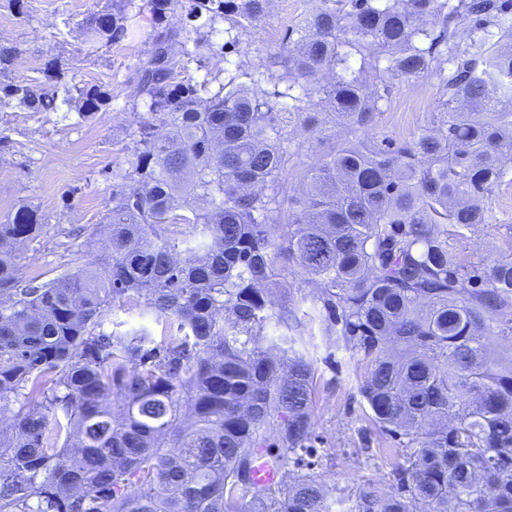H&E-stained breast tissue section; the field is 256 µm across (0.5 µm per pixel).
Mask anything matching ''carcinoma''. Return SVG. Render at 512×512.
<instances>
[{
  "label": "carcinoma",
  "mask_w": 512,
  "mask_h": 512,
  "mask_svg": "<svg viewBox=\"0 0 512 512\" xmlns=\"http://www.w3.org/2000/svg\"><path fill=\"white\" fill-rule=\"evenodd\" d=\"M83 24L122 40L127 7ZM270 0H148L156 30L140 70L150 117L112 184L111 261L36 285L16 247L36 211L0 224V512H333L323 477L254 488L258 459L299 464L318 438L307 323L268 285L289 267L315 282L316 317L368 359L359 387L372 420L406 439L397 488L361 490L343 512H512V255L466 260L452 242L493 223L512 173V0H323L296 29L288 92L228 81L176 83L157 63L190 18L253 23ZM360 58L351 64L352 54ZM438 78V116L409 144L356 137L388 96L386 78ZM0 86L34 112L77 93ZM332 126L306 103L314 96ZM350 139L284 199L288 131ZM288 201V232L271 222ZM186 224L191 238L167 234ZM132 304L163 325L103 331ZM273 327L275 336L266 334Z\"/></svg>",
  "instance_id": "1"
}]
</instances>
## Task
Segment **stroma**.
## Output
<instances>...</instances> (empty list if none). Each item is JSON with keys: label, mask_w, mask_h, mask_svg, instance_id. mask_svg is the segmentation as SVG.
Segmentation results:
<instances>
[{"label": "stroma", "mask_w": 512, "mask_h": 512, "mask_svg": "<svg viewBox=\"0 0 512 512\" xmlns=\"http://www.w3.org/2000/svg\"><path fill=\"white\" fill-rule=\"evenodd\" d=\"M113 0H24L23 7L0 0V48L15 54L7 78L42 79L48 61L64 70L76 86H104L110 100L101 111L83 115L77 99L57 111L35 112L10 103L0 105V223L21 208L38 210L44 226L22 246L20 275L35 283L67 271L101 270L104 236L99 229L112 209V176L132 157L135 133L147 116L138 93V71L152 48L154 19L149 7L128 12V33L117 43L89 41L87 17ZM322 0H273L257 22L239 26L227 20H190L182 9L168 12V27L190 29L198 41L181 55L176 78H216L254 86L259 91L286 90L287 37ZM438 81L392 78L388 99L364 140H412L438 106ZM332 148L294 135L282 183L285 197L298 196L307 171ZM495 221L476 228L457 247L464 258L493 259L512 253V183L497 191ZM304 348L314 360L316 393L313 415L319 438L305 454L310 471L321 474L331 496H354L362 489L391 491L403 447L371 419L359 385L365 361L352 358L321 321H313Z\"/></svg>", "instance_id": "35a3bbf8"}]
</instances>
